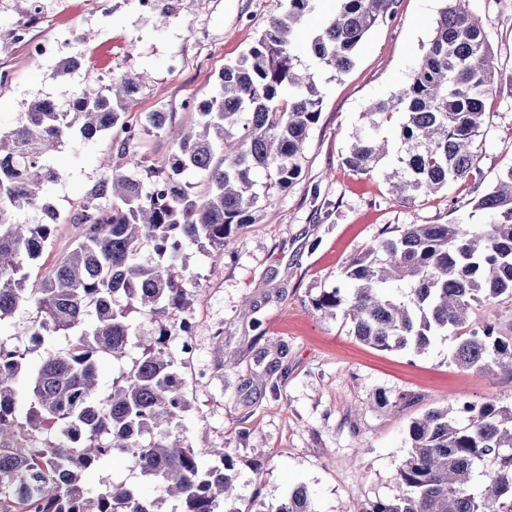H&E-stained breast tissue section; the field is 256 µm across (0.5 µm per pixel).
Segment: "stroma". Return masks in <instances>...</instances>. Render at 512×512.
Instances as JSON below:
<instances>
[{
    "label": "stroma",
    "mask_w": 512,
    "mask_h": 512,
    "mask_svg": "<svg viewBox=\"0 0 512 512\" xmlns=\"http://www.w3.org/2000/svg\"><path fill=\"white\" fill-rule=\"evenodd\" d=\"M444 0H399L394 18L374 27L353 67L339 76L311 71L323 101L299 160L297 182L260 199L257 220L217 254L191 249L199 278L189 321L192 354H179L188 409L180 424L191 442L208 439L231 450L242 496L240 512H270L293 488L305 486L313 512H366L391 497L406 456L409 427L432 409L458 402L512 405V376L483 375L456 366L451 336L422 352L382 350L359 341L341 315L315 307L340 284L343 266L388 227L403 224H478L471 183L418 199L391 200L378 176L347 168L343 159L361 115L405 83L426 48ZM44 22L32 28L47 40L74 35L82 69L55 75L52 57L31 58L13 44V0H0V130L14 125L37 97L63 104L104 71L143 75L130 116L155 109L176 125L197 124L193 103L212 95L225 63L261 36L288 0H39ZM482 17L503 75L512 74V0H467ZM89 40H81L83 32ZM183 66L170 68L172 57ZM479 147L483 187L512 166V84L495 86L486 101ZM118 138L104 134L65 145L52 166L61 177L47 199L73 211L103 167L121 161ZM123 480L150 493L130 460L117 455L86 473L84 487Z\"/></svg>",
    "instance_id": "1"
}]
</instances>
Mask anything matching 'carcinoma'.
<instances>
[{"instance_id":"carcinoma-1","label":"carcinoma","mask_w":512,"mask_h":512,"mask_svg":"<svg viewBox=\"0 0 512 512\" xmlns=\"http://www.w3.org/2000/svg\"><path fill=\"white\" fill-rule=\"evenodd\" d=\"M288 2L224 65L215 92L193 105L196 131L174 128L161 109L129 126L142 77L125 76L75 90L64 110L35 98L0 133V322L28 314L21 330L0 335V512H241L228 449L195 446L180 430L187 400L172 346L187 335L194 293L187 249L223 250L254 223L256 187L285 192L300 176L322 91L300 74L298 46L347 72L369 31L398 5L336 0L334 15L306 41L314 0ZM500 77L481 19L465 0H446L405 84L362 113L344 163L359 174L379 172L404 203L460 181L478 190L477 141ZM114 128L127 167L100 176L61 214L45 198L60 177L52 157ZM161 135L170 136V154L157 161L139 154L143 139ZM472 208L483 223L383 231L315 307L342 313L367 344L420 352L435 336H455L460 367L512 373V337L471 319L475 304L512 300V166ZM28 211L38 213L36 222L23 220ZM65 223L80 228L77 243L48 275L30 280L27 267ZM58 336L68 338L66 348L55 347ZM36 352L23 395L18 378ZM102 357L130 358L103 394ZM409 437L395 494L366 512H512V405L431 410ZM116 453L153 485V497L116 481L93 496L84 491L83 475ZM479 476L489 480L483 491L473 486ZM273 512H312L307 490L296 488Z\"/></svg>"}]
</instances>
